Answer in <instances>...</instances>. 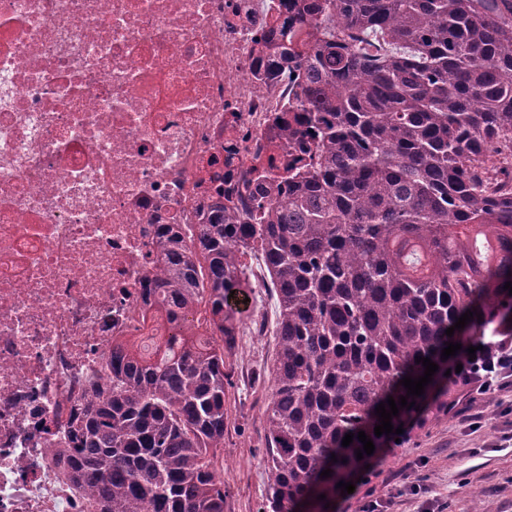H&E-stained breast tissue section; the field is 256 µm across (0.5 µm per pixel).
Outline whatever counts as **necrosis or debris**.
I'll return each mask as SVG.
<instances>
[{
  "instance_id": "necrosis-or-debris-1",
  "label": "necrosis or debris",
  "mask_w": 512,
  "mask_h": 512,
  "mask_svg": "<svg viewBox=\"0 0 512 512\" xmlns=\"http://www.w3.org/2000/svg\"><path fill=\"white\" fill-rule=\"evenodd\" d=\"M277 5L0 0V512H93L59 425L141 334L164 225L198 236L270 157Z\"/></svg>"
}]
</instances>
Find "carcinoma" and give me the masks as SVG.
Returning a JSON list of instances; mask_svg holds the SVG:
<instances>
[{
  "label": "carcinoma",
  "instance_id": "obj_1",
  "mask_svg": "<svg viewBox=\"0 0 512 512\" xmlns=\"http://www.w3.org/2000/svg\"><path fill=\"white\" fill-rule=\"evenodd\" d=\"M279 2L258 69L297 75L293 119L271 134L287 158L236 205L216 203L196 243L176 224L157 241L151 334L112 347L59 451L95 512H224L229 294L253 287L250 253L278 305L260 512L336 498L370 459L345 434L394 442L374 434L376 407L424 375L415 357L438 370L395 429L454 412L477 377L445 372L476 338L512 336V0ZM448 342L461 349L445 360Z\"/></svg>",
  "mask_w": 512,
  "mask_h": 512
}]
</instances>
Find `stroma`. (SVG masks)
I'll list each match as a JSON object with an SVG mask.
<instances>
[{"mask_svg":"<svg viewBox=\"0 0 512 512\" xmlns=\"http://www.w3.org/2000/svg\"><path fill=\"white\" fill-rule=\"evenodd\" d=\"M275 301L253 289L238 316L234 347L224 354V512H257L268 491L264 461L266 405L270 382L255 381L274 352ZM495 405L471 397L455 413L428 420L380 449L353 493L336 499L329 512H358L368 500H384L386 512H512V377L494 392Z\"/></svg>","mask_w":512,"mask_h":512,"instance_id":"obj_1","label":"stroma"}]
</instances>
